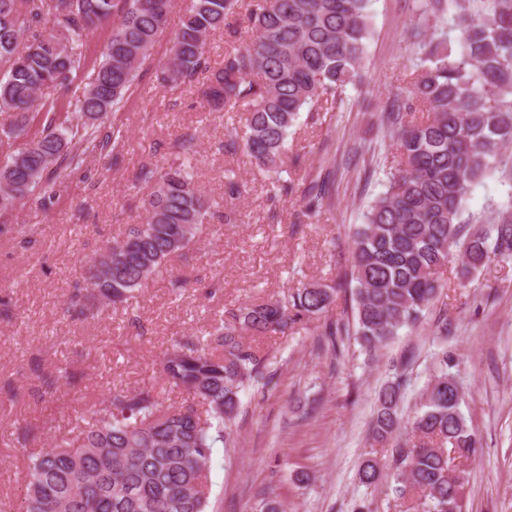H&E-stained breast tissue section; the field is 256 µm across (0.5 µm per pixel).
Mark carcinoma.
Segmentation results:
<instances>
[{"label":"carcinoma","instance_id":"cac0c4a2","mask_svg":"<svg viewBox=\"0 0 512 512\" xmlns=\"http://www.w3.org/2000/svg\"><path fill=\"white\" fill-rule=\"evenodd\" d=\"M239 0H188L162 70L176 88L208 73L201 91L210 110L245 111L227 130L224 151L246 153L275 175L288 160V136L303 112H327L344 102L360 77L372 32L371 0H261L249 14L253 37L209 61L207 40L228 24ZM177 0H0V215L32 200L46 209L58 170L86 173L89 156L118 143L121 129L102 119L125 101L151 57ZM455 51L437 46L413 63L407 95L386 113L397 154L384 190L363 212L354 232L352 317L365 354L419 323L437 299L436 274L453 253L467 278L491 258L512 260V221L474 226L464 219L471 188L501 164L512 165V0H495L492 15L466 13L455 0ZM112 21V37L85 87L80 113L62 111L64 97L85 67L78 41ZM54 97L43 98L45 89ZM425 112L421 120L411 117ZM30 141L22 149L14 142ZM168 166H144L153 186L146 220L108 244L89 262L95 280L70 298L116 305L133 297L166 261L190 249L214 216L192 182L195 137L175 142ZM302 216L330 206L332 195L315 180L303 190ZM336 289L309 285L275 300L232 311L201 336L164 354L166 381L188 399L165 407L149 388H113L105 408L77 419L72 438L28 457L19 512H206L209 469L217 443H234L232 424L241 395L276 386L269 358L243 333L286 336L324 313ZM434 374L413 415L401 411L410 383L407 364L392 365L379 391L371 438L386 443L403 428L413 440L396 442L391 460L363 459L359 483H384L414 512H463L453 462L481 447L461 412L462 394L448 348L434 358Z\"/></svg>","mask_w":512,"mask_h":512}]
</instances>
